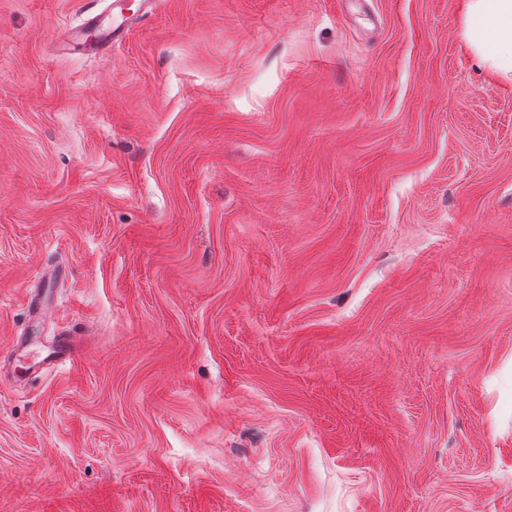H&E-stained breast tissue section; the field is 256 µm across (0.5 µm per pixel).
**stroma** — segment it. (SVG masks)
<instances>
[{"label":"stroma","instance_id":"obj_1","mask_svg":"<svg viewBox=\"0 0 512 512\" xmlns=\"http://www.w3.org/2000/svg\"><path fill=\"white\" fill-rule=\"evenodd\" d=\"M84 9L0 0V512H512V82L465 0H158L58 53ZM153 0H140L136 13L125 16V12L130 10L129 2L125 0H115L112 9L115 11L116 22L111 28L104 29L101 24L100 14H87L82 30L93 29L91 33L81 32L79 36L80 49L85 54L101 55L112 49L114 42L124 40L129 34L132 24L140 17L147 16L153 12ZM78 351L77 336H60L55 346L40 361L33 362L28 368H36L42 364V368H48L62 363H68L75 359Z\"/></svg>","mask_w":512,"mask_h":512}]
</instances>
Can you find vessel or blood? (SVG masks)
Returning a JSON list of instances; mask_svg holds the SVG:
<instances>
[{
  "instance_id": "vessel-or-blood-1",
  "label": "vessel or blood",
  "mask_w": 512,
  "mask_h": 512,
  "mask_svg": "<svg viewBox=\"0 0 512 512\" xmlns=\"http://www.w3.org/2000/svg\"><path fill=\"white\" fill-rule=\"evenodd\" d=\"M153 7L154 0H139V7L135 10L130 8L128 0H114L116 21L111 28H103L100 15H87L83 22L84 33L67 36L59 42L58 48L64 53L78 47L82 52L90 55L104 54L111 50L113 43L127 37L136 17L151 14ZM77 351V337L70 335L59 337L55 346L42 358L41 364L48 368L71 362L75 359Z\"/></svg>"
}]
</instances>
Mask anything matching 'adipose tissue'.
<instances>
[{
	"mask_svg": "<svg viewBox=\"0 0 512 512\" xmlns=\"http://www.w3.org/2000/svg\"><path fill=\"white\" fill-rule=\"evenodd\" d=\"M465 38L480 63L512 80V0H467Z\"/></svg>",
	"mask_w": 512,
	"mask_h": 512,
	"instance_id": "1",
	"label": "adipose tissue"
}]
</instances>
